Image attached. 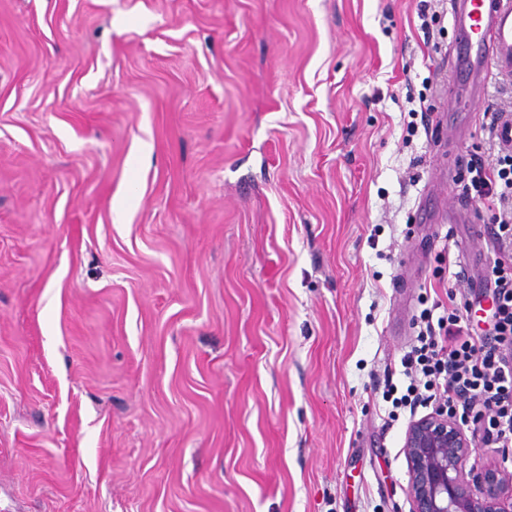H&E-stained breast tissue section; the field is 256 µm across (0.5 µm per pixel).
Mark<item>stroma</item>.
Returning <instances> with one entry per match:
<instances>
[{
  "label": "stroma",
  "mask_w": 512,
  "mask_h": 512,
  "mask_svg": "<svg viewBox=\"0 0 512 512\" xmlns=\"http://www.w3.org/2000/svg\"><path fill=\"white\" fill-rule=\"evenodd\" d=\"M453 3L0 0V512H410L386 379L491 222L417 210L512 113L439 120Z\"/></svg>",
  "instance_id": "1"
}]
</instances>
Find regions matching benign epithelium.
<instances>
[{"label": "benign epithelium", "mask_w": 512, "mask_h": 512, "mask_svg": "<svg viewBox=\"0 0 512 512\" xmlns=\"http://www.w3.org/2000/svg\"><path fill=\"white\" fill-rule=\"evenodd\" d=\"M404 448L411 512H512V472L468 466L478 444L447 410L413 420Z\"/></svg>", "instance_id": "7a95c632"}]
</instances>
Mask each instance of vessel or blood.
<instances>
[{
	"label": "vessel or blood",
	"instance_id": "1",
	"mask_svg": "<svg viewBox=\"0 0 512 512\" xmlns=\"http://www.w3.org/2000/svg\"><path fill=\"white\" fill-rule=\"evenodd\" d=\"M456 47L452 76L461 87L455 112L466 95L487 89L499 76H512V0H457L451 14Z\"/></svg>",
	"mask_w": 512,
	"mask_h": 512
}]
</instances>
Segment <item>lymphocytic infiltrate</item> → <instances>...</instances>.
I'll return each mask as SVG.
<instances>
[{"label": "lymphocytic infiltrate", "mask_w": 512, "mask_h": 512, "mask_svg": "<svg viewBox=\"0 0 512 512\" xmlns=\"http://www.w3.org/2000/svg\"><path fill=\"white\" fill-rule=\"evenodd\" d=\"M484 128L498 142L512 114L495 108ZM466 198L491 212L488 238L493 259L478 282L492 308L484 332H474L470 294L449 300L441 316L422 311L417 339L400 358L402 385H390L393 407L410 413L442 403L473 436L512 450V148L496 158L471 154Z\"/></svg>", "instance_id": "obj_1"}]
</instances>
